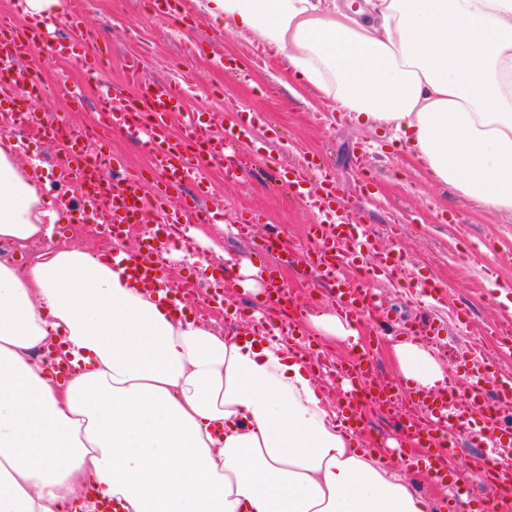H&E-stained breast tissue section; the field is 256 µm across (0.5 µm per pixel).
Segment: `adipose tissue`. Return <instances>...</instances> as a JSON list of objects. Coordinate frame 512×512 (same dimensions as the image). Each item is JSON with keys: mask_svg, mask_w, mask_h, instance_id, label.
<instances>
[{"mask_svg": "<svg viewBox=\"0 0 512 512\" xmlns=\"http://www.w3.org/2000/svg\"><path fill=\"white\" fill-rule=\"evenodd\" d=\"M194 2L388 126L436 181L512 212V0ZM58 219L0 148V240L46 243L22 268L0 258V512H432L342 431L293 349L171 313L91 248L50 246ZM393 352L418 388L445 385L422 345Z\"/></svg>", "mask_w": 512, "mask_h": 512, "instance_id": "adipose-tissue-1", "label": "adipose tissue"}]
</instances>
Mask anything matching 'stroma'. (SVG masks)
Returning a JSON list of instances; mask_svg holds the SVG:
<instances>
[{"label": "stroma", "mask_w": 512, "mask_h": 512, "mask_svg": "<svg viewBox=\"0 0 512 512\" xmlns=\"http://www.w3.org/2000/svg\"><path fill=\"white\" fill-rule=\"evenodd\" d=\"M56 33L69 36L70 14L83 18L103 56L100 71L89 73L73 58L49 57L37 46L26 63L35 69L44 93L38 111L79 129L97 122L96 86L106 82L125 90L123 60L131 54L145 58V76L154 82L186 81L194 86L173 114L172 129L180 131L184 113L194 112L217 130L237 123L240 114L261 116L250 148L239 151L244 181H228L220 166L208 169L211 202L224 209V221L207 231L235 262L262 263L279 275L302 304V321L335 310L336 290L313 280L306 269L284 261L277 253H260L257 243L267 232L302 242L316 220L302 198L279 188L262 164L268 153L299 169L309 161L330 168L342 187V205L355 223L366 225L374 253L399 251L409 268L402 284L378 282L382 313L398 324L428 313L443 326V340L433 353L446 367L499 346L496 328L512 325V213H488L453 187L436 182L425 164L398 148L385 125L358 124L351 113L316 87L296 79L283 52L257 35L215 26L198 12L192 0H178L186 24L155 16L150 0H62ZM230 58L233 72L216 65ZM262 211L267 221L254 238L242 240L231 232L237 211ZM422 281L444 286L442 300L425 309L409 297ZM260 301L234 287L224 290V307L204 323L229 336L247 327ZM469 312L470 322L455 326L457 309ZM476 448L468 432H460L447 457L448 474L468 475L469 502L496 497V487L474 470Z\"/></svg>", "instance_id": "35a3bbf8"}]
</instances>
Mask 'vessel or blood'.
I'll use <instances>...</instances> for the list:
<instances>
[{"mask_svg":"<svg viewBox=\"0 0 512 512\" xmlns=\"http://www.w3.org/2000/svg\"><path fill=\"white\" fill-rule=\"evenodd\" d=\"M50 21L35 24L32 34L18 31L11 16L0 15V75H11L15 82L25 84L27 95L13 94L9 85L0 86V100L8 104L7 112L15 128L33 129L40 137L56 146L55 164L61 178L73 179L78 185L81 204L100 205L109 217L113 237H121L125 224L132 217L152 214L155 227L145 243L113 250L107 257L110 265L123 268L143 287L163 295L169 304L186 297L187 288L173 287L165 263L155 260L160 249L169 246L172 238L186 237L188 223L219 224L221 208L208 206L211 195L207 174L209 164H224V176L229 180L242 178L235 145L246 143L256 122L255 117L241 115L235 129L216 132L204 126L199 115L187 114L181 136H172L169 116L174 112L189 87L181 82L165 84L149 81L144 76V60L130 58L128 77L135 89L131 96L120 97L111 88H104L98 99L101 120L93 131L102 150L95 162H88L80 140L66 137L60 122L38 113L28 97L38 96L39 86L30 69L23 67L39 40L49 39L51 52L68 54L84 61L90 70H97L101 59L88 33L75 30L68 40L48 38ZM121 135L137 144L149 155L158 176L154 190H146L142 175L126 170L121 155L106 148L112 136ZM191 185L194 194L183 200L179 209L171 210L167 201L171 193L183 185ZM341 190L334 179L322 177L319 191L311 198L319 218L309 228L310 243L291 245L288 256L309 268L315 280L336 285V311L348 320L358 321L380 305L374 282L396 277L403 262L399 252H387L379 263L368 262L371 242L362 225L337 221L336 207ZM265 307L280 311L278 323L252 321L254 331L261 335H276L284 343H297L298 350L312 370L320 365L295 315L297 303L286 285L271 283L264 300ZM337 380L348 383L345 393L347 407L371 405L392 409L398 401H406L408 415L402 421L410 439L433 443L440 432L465 425L466 414L472 409H484L494 416L501 404L512 403V379L496 378L494 367L476 369L464 366L453 372L454 380L466 382L470 389L467 399H459L452 389L422 392L408 383L390 385L374 380L375 369L369 359L338 364Z\"/></svg>","mask_w":512,"mask_h":512,"instance_id":"1","label":"vessel or blood"}]
</instances>
